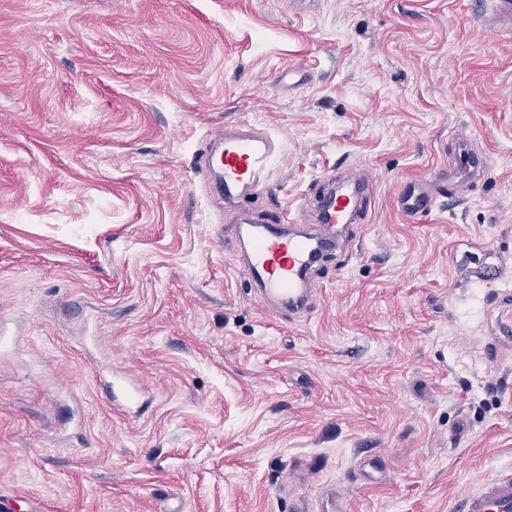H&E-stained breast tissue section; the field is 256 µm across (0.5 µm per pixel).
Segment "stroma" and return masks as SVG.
Masks as SVG:
<instances>
[{"label":"stroma","instance_id":"stroma-1","mask_svg":"<svg viewBox=\"0 0 512 512\" xmlns=\"http://www.w3.org/2000/svg\"><path fill=\"white\" fill-rule=\"evenodd\" d=\"M495 21L482 0H0V512H324L331 490L457 512L512 468V350L462 329L451 253L512 246ZM227 122L279 142L260 217L341 162L374 179L306 317L230 265L237 213L197 173ZM460 130L490 179L406 217L401 186Z\"/></svg>","mask_w":512,"mask_h":512}]
</instances>
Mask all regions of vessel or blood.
<instances>
[{"instance_id":"b4317fda","label":"vessel or blood","mask_w":512,"mask_h":512,"mask_svg":"<svg viewBox=\"0 0 512 512\" xmlns=\"http://www.w3.org/2000/svg\"><path fill=\"white\" fill-rule=\"evenodd\" d=\"M220 152H206L201 171L215 180L225 199L248 204L258 187L270 182L278 158V143L259 130L225 126ZM458 147L448 165L429 178L404 186L399 194L401 209L412 217L430 213L443 204L449 186L487 180L490 167L471 138L458 136ZM369 182L355 168L349 169L321 198L315 220L306 213L291 218L277 216L233 225L232 235L244 254L243 272L270 312L296 318L308 313L314 296V269L332 255L337 232L346 225L364 221L363 194ZM495 267L471 288V300L480 320L494 335L512 334V289L496 287ZM460 512H512V472L480 480L460 503Z\"/></svg>"}]
</instances>
